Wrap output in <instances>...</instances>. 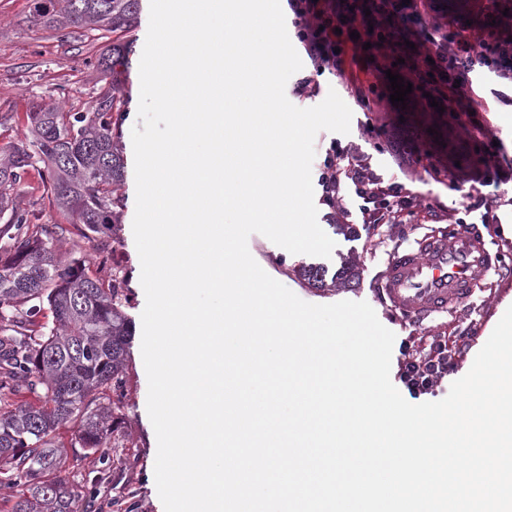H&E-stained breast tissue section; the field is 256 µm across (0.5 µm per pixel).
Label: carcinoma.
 I'll return each mask as SVG.
<instances>
[{
	"mask_svg": "<svg viewBox=\"0 0 512 512\" xmlns=\"http://www.w3.org/2000/svg\"><path fill=\"white\" fill-rule=\"evenodd\" d=\"M140 0H36L33 22L58 29L123 34L137 22ZM128 43L112 42L97 67L110 86L95 99L92 112H60L51 105L28 113L25 138L9 146L0 160V240L9 257H0V483L23 485L27 494L12 512H105L94 491L70 486L54 476L63 450L55 445L58 428L73 425L72 447L104 456L115 405L125 392L123 377L128 322L122 311L125 280H103L85 263H65L30 233L32 210L10 200V191L37 161H48V187L70 223L88 239L119 223L118 191L124 175L119 132L127 116L121 95ZM393 136L421 151L435 140L439 150L454 147L462 164L479 155L473 134L448 112L423 107L403 112ZM432 128L435 133L427 132ZM328 269L302 265L299 276L311 288L326 286ZM54 314L47 332L34 334L44 306Z\"/></svg>",
	"mask_w": 512,
	"mask_h": 512,
	"instance_id": "1",
	"label": "carcinoma"
}]
</instances>
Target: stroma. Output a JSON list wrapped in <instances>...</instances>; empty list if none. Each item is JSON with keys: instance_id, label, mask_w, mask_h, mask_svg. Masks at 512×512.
Listing matches in <instances>:
<instances>
[{"instance_id": "obj_1", "label": "stroma", "mask_w": 512, "mask_h": 512, "mask_svg": "<svg viewBox=\"0 0 512 512\" xmlns=\"http://www.w3.org/2000/svg\"><path fill=\"white\" fill-rule=\"evenodd\" d=\"M33 7V0H0V147L15 140L26 128L32 102L58 101L62 90L66 89L80 105L96 98L106 83L97 60L107 53L112 34L98 31L72 33L49 25L32 24ZM148 24L149 2L141 0L138 22L126 36L130 53L122 92L129 102V113L121 128L120 145L124 148L131 143V132L138 120L139 62ZM302 63V69L289 79L285 89L292 104L300 108L316 106L325 99L328 91L333 90L352 111L349 134L328 131L317 134L311 175L317 181L314 195L319 199L318 223L336 243L331 257L324 259L323 264L334 272L346 262H356L357 276L353 284L345 287L309 288L296 279L292 269L302 263H313V256L289 253L258 233L250 235L249 251L266 273L306 302H368L380 322L394 333L396 341L410 343L421 336L467 332L468 346L456 370L435 389V400H442L453 380L469 371L495 327L502 304L512 298V232L506 230L507 225H512V207H500L493 223L489 224L485 221V209L480 205L481 199L495 195L512 198V181L491 185L474 181L467 184L465 192H457L454 189L457 167L437 151L417 167H398L388 139L389 130L398 118L397 112L367 111L355 92L356 86L364 85L377 95H386L388 80L380 70L381 60L375 57L352 64L350 73L343 76L330 73L318 76L310 58H303ZM312 76L318 81L313 95L297 96L294 92L297 84ZM17 81L26 84V99L17 100L10 96L8 88ZM472 85L476 103L486 110V135L497 141L499 159L512 161V108L498 102L499 97L512 96V85L500 82L487 70L473 73ZM342 154L366 160L381 181L404 185L408 198L406 210L411 215L407 223H364V201L359 189L349 182L343 185L341 196L355 232L350 235L343 230L334 209L322 203L323 188L318 184L326 162L336 160ZM45 175V164H38L15 190L16 202L20 207L35 209L39 224L65 223V215L48 198ZM122 194L120 222L108 226L105 237L116 243L125 263L127 302L124 311L132 323L124 370L125 394L115 412L108 456L88 455L83 449L70 447L69 429H60L58 438L65 453L57 474L70 484L100 480L101 495L110 503L107 512H164L154 477L157 440L147 413L148 382L141 355V313L145 294L140 283L141 263L132 231L136 188L134 165L129 160L124 163ZM459 224L480 226L490 251L501 258L498 269L486 277L471 301L456 310L434 315L419 328L403 322L376 292L389 256L415 247L424 235L441 234L448 227Z\"/></svg>"}]
</instances>
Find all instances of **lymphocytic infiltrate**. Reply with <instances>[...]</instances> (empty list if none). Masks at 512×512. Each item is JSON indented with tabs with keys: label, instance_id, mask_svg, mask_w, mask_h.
Masks as SVG:
<instances>
[{
	"label": "lymphocytic infiltrate",
	"instance_id": "1",
	"mask_svg": "<svg viewBox=\"0 0 512 512\" xmlns=\"http://www.w3.org/2000/svg\"><path fill=\"white\" fill-rule=\"evenodd\" d=\"M476 15L490 27L481 36L468 34L467 25L448 8V0H289L297 37L316 65L317 73L344 72L347 53L365 56L366 45H379L391 58L412 52L409 79L427 85L432 97L453 112H472L471 98L461 85L470 73L486 68L512 82V19L488 8L489 0H472ZM358 39H351V32ZM360 185L364 200L377 204L399 197L402 186L383 184L362 160L352 157L331 165L321 182L325 201L336 208L344 181ZM468 342L464 336H436L430 343L407 345L397 359L396 378L411 397L432 392L448 374L451 355Z\"/></svg>",
	"mask_w": 512,
	"mask_h": 512
}]
</instances>
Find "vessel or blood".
Returning a JSON list of instances; mask_svg holds the SVG:
<instances>
[{
	"instance_id": "obj_1",
	"label": "vessel or blood",
	"mask_w": 512,
	"mask_h": 512,
	"mask_svg": "<svg viewBox=\"0 0 512 512\" xmlns=\"http://www.w3.org/2000/svg\"><path fill=\"white\" fill-rule=\"evenodd\" d=\"M483 234L463 226L449 235H429L418 249L392 256L379 292L400 317L417 322L470 301L493 269Z\"/></svg>"
}]
</instances>
